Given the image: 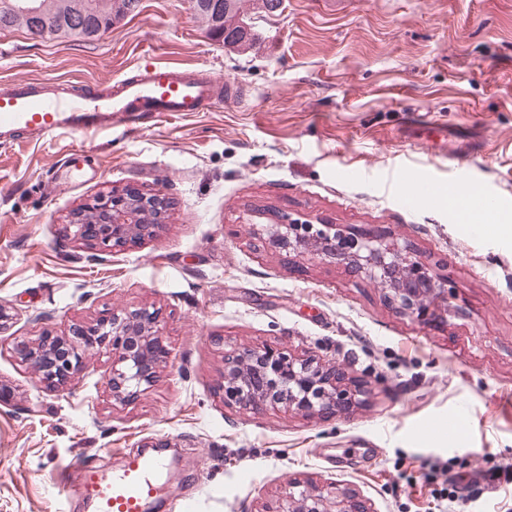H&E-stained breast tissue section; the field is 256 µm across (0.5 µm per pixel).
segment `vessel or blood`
I'll list each match as a JSON object with an SVG mask.
<instances>
[{
	"mask_svg": "<svg viewBox=\"0 0 512 512\" xmlns=\"http://www.w3.org/2000/svg\"><path fill=\"white\" fill-rule=\"evenodd\" d=\"M223 91L224 79L215 73L157 64L145 65L135 76L114 78L103 88L75 90L64 82L52 94L37 80H14L0 85V140L20 145L77 132L133 130L150 113L187 116L205 111L221 101ZM448 204L474 212L493 207L481 193L456 192ZM162 466L159 457L145 454L128 456L123 469L112 474L87 466L81 491L97 512H143Z\"/></svg>",
	"mask_w": 512,
	"mask_h": 512,
	"instance_id": "vessel-or-blood-1",
	"label": "vessel or blood"
}]
</instances>
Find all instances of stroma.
I'll use <instances>...</instances> for the list:
<instances>
[{
  "label": "stroma",
  "mask_w": 512,
  "mask_h": 512,
  "mask_svg": "<svg viewBox=\"0 0 512 512\" xmlns=\"http://www.w3.org/2000/svg\"><path fill=\"white\" fill-rule=\"evenodd\" d=\"M257 40L212 39L190 0H140L97 41L0 30V82L105 86L153 62L207 68L237 99L143 127L0 145V512H87L79 466L166 464L150 512H269L292 481L336 482L375 512H512V0H281ZM423 179L489 195L459 221L407 198ZM162 191L156 238L112 250L70 238L101 192ZM375 227L449 276L462 316L426 327L346 264L271 240L269 212ZM158 310L170 356L134 401L87 353L46 388L15 353L108 309ZM274 346L335 359L365 382L346 414L224 402V356ZM467 430L449 440L450 419Z\"/></svg>",
  "instance_id": "35a3bbf8"
}]
</instances>
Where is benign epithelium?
<instances>
[{
  "label": "benign epithelium",
  "mask_w": 512,
  "mask_h": 512,
  "mask_svg": "<svg viewBox=\"0 0 512 512\" xmlns=\"http://www.w3.org/2000/svg\"><path fill=\"white\" fill-rule=\"evenodd\" d=\"M167 199L161 191L125 187L99 194L74 210L66 229L75 240L101 249L121 247L157 235ZM273 241L282 249L304 247L315 255L350 266L377 284L385 298L419 324L459 312L449 278L433 265L387 239L377 228L330 233L289 217H275ZM112 358L108 385L121 400L137 396L154 382L156 368L169 356L159 312L147 308L109 311L77 336L46 331L36 345L22 342L16 353L49 388L68 383L87 351ZM224 403L240 408L283 405L304 416L346 412L365 394L333 360L300 358L272 347L243 349L224 357ZM275 512H373L356 494L334 486L293 482Z\"/></svg>",
  "instance_id": "obj_1"
}]
</instances>
